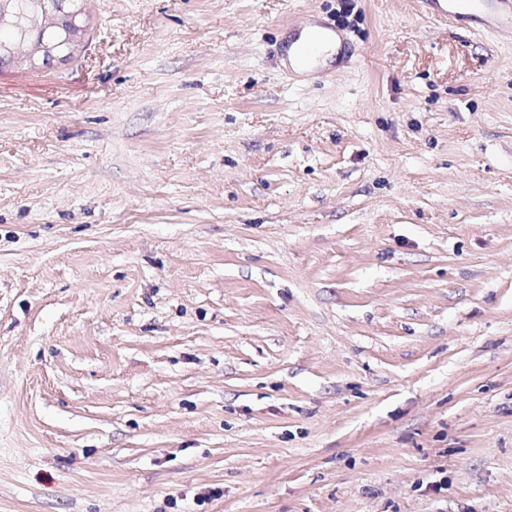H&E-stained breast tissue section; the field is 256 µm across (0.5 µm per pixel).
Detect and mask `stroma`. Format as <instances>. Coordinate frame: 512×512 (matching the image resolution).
Returning <instances> with one entry per match:
<instances>
[{"instance_id":"stroma-1","label":"stroma","mask_w":512,"mask_h":512,"mask_svg":"<svg viewBox=\"0 0 512 512\" xmlns=\"http://www.w3.org/2000/svg\"><path fill=\"white\" fill-rule=\"evenodd\" d=\"M340 3L0 66V512H512V37Z\"/></svg>"}]
</instances>
